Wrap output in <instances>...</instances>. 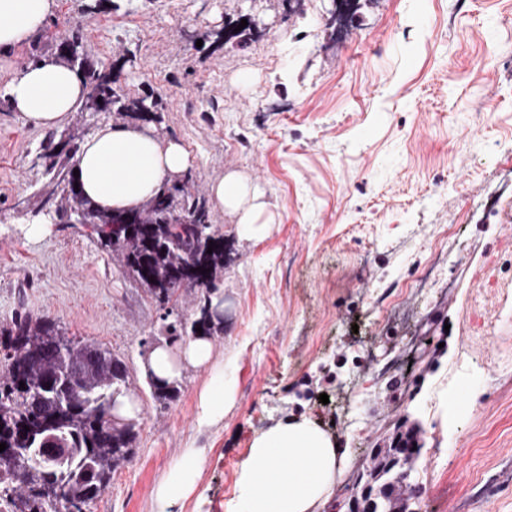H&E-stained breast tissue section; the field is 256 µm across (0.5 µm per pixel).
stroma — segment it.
I'll return each instance as SVG.
<instances>
[{
	"label": "stroma",
	"instance_id": "obj_1",
	"mask_svg": "<svg viewBox=\"0 0 512 512\" xmlns=\"http://www.w3.org/2000/svg\"><path fill=\"white\" fill-rule=\"evenodd\" d=\"M56 3L0 71L56 56L80 28L88 60L113 65L130 96L161 95L150 127L194 157L182 178L233 257L212 344L235 399L201 431L210 369H184L171 400L144 372L199 290L158 302L89 224L29 239L47 182L37 155L90 118L41 129L0 97V329L29 314L100 343L124 358L141 408L134 458L90 512H155L191 443L205 453L198 495L167 512H224L254 432L300 417L346 453L324 512L413 425L420 512H512V271L493 268L512 255V0H359L342 22L332 0H256L243 49L224 41L235 0ZM230 173L262 193L259 237L208 197ZM438 243L451 292L410 296Z\"/></svg>",
	"mask_w": 512,
	"mask_h": 512
}]
</instances>
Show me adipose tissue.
Returning a JSON list of instances; mask_svg holds the SVG:
<instances>
[{
    "instance_id": "adipose-tissue-1",
    "label": "adipose tissue",
    "mask_w": 512,
    "mask_h": 512,
    "mask_svg": "<svg viewBox=\"0 0 512 512\" xmlns=\"http://www.w3.org/2000/svg\"><path fill=\"white\" fill-rule=\"evenodd\" d=\"M56 0H0V54L29 42L44 27ZM12 109L40 128L62 124L85 99L87 87L77 70L54 59H41L12 71L0 85ZM192 162L174 139H160L145 126L106 123L82 144L77 155L83 193L105 212L133 210L164 182L181 175ZM218 206L252 221L244 202L249 187L231 173L210 186ZM213 344L205 336L178 346L155 348L144 364L157 380H178L186 367H206ZM202 449H183L156 488L157 512L196 495L204 464ZM344 461L340 448L307 418L285 420L256 433L240 461L236 492L226 512H315L323 504Z\"/></svg>"
}]
</instances>
